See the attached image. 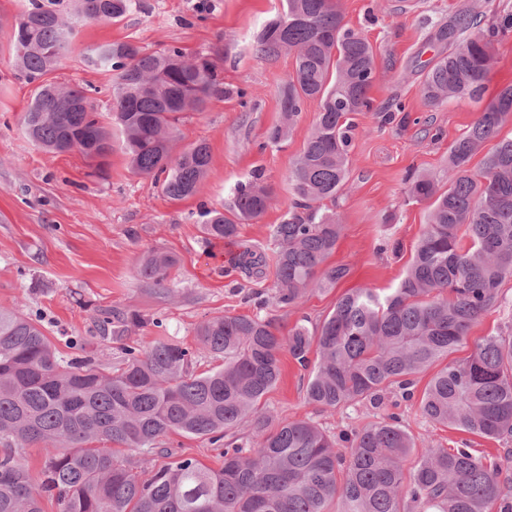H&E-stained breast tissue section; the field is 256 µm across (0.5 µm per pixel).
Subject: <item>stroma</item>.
Returning <instances> with one entry per match:
<instances>
[{
	"mask_svg": "<svg viewBox=\"0 0 512 512\" xmlns=\"http://www.w3.org/2000/svg\"><path fill=\"white\" fill-rule=\"evenodd\" d=\"M410 2L400 12L398 0H341L346 21L369 39L380 69L387 72L370 91L374 111L357 118L353 165L336 204L343 229L329 262L346 265L349 273L303 304L278 309L258 305L273 292V266L258 279L228 270L223 247H210L204 237L202 214L229 207L235 186L256 171L280 197L289 195L291 163L319 106L308 101L287 142L266 145L294 58L264 57L255 45L265 24L282 14L283 0H143V9L121 22L83 26L55 73L62 84L91 89L95 108L105 114L112 107V81L82 63L86 48L130 41L149 52L178 46L217 55L224 97L212 99L204 111L188 113L179 126L182 144L203 140L211 150L206 177L185 200L169 199L159 182L132 174L121 150H113L101 178L80 155L46 152L26 136L22 116L32 88L15 76L8 46L22 4L0 0V307L40 321L62 353H91L114 365L121 351L94 322L99 307L144 316V326L128 345L146 349L164 338L192 348L195 327L212 316L260 311L285 333L304 317L318 326L352 289L396 287L429 213L427 203L408 199L403 178L410 170L441 174L450 144L481 109L457 100L435 109L425 106L421 68L443 49L434 36L463 11L485 24L496 12L512 11V0ZM395 100L405 104L408 121L381 125L379 109ZM154 249L177 260L172 297L157 294L136 272L140 256ZM502 290L508 307L483 316L451 359L466 358L477 341L512 324V279ZM282 362V381L265 398L276 417L309 419L336 434L395 413L418 446L454 448L463 438L462 432L425 418L418 400H403L393 390L377 407L359 402L336 412L317 408L304 400L306 371L291 357Z\"/></svg>",
	"mask_w": 512,
	"mask_h": 512,
	"instance_id": "1",
	"label": "stroma"
}]
</instances>
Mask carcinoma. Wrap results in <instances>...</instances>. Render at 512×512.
Listing matches in <instances>:
<instances>
[{"label": "carcinoma", "instance_id": "cac0c4a2", "mask_svg": "<svg viewBox=\"0 0 512 512\" xmlns=\"http://www.w3.org/2000/svg\"><path fill=\"white\" fill-rule=\"evenodd\" d=\"M143 0H25L12 26L16 75L34 86L23 128L38 147L78 152L104 171L112 127L135 175H165L173 200L196 194L211 154L204 142L176 150L177 124L224 95L208 54L179 47L147 53L133 42L86 50V66L112 75V112L105 121L86 90L52 78L79 26L120 22ZM512 33V12L486 28L469 12L455 16L436 40L448 54L427 71L424 104L479 101L495 57L492 42ZM263 55H293L281 94V119L267 132L288 140L309 100L316 123L289 175L286 218L274 225L275 281L271 304H301L332 288L348 270L329 266L342 224L336 200L347 182L357 124L372 108L369 91L386 76L372 44L345 22L336 0H286V9L257 39ZM512 122V86L503 88L452 144L445 178L409 179L408 196L428 201L425 230L404 278L380 295L357 288L336 302L315 332L308 318L282 335L271 317L218 315L195 328L198 347L160 340L139 351L123 341L144 324L134 310H95V321L121 344L112 366L93 357L65 358L30 317L0 308V512H512V326L484 337L470 355L441 366L419 402L430 421L506 445L489 462L475 448L430 447L395 416L330 436L309 419H282L263 400L282 378L283 353L309 371L305 400L335 412L359 401L378 405L388 390L409 398L419 375L448 357L471 327L506 303L512 278V137L500 140L482 168L469 163ZM276 202L261 178L240 182L233 205L205 214L203 230L233 242L240 228ZM176 264L159 250L145 253L138 275L166 297ZM265 254L242 246L233 267L263 274ZM221 363L197 372L200 356ZM246 430L252 448L224 449L209 468L164 447L180 433L219 442ZM44 450L37 471L28 447ZM168 462L157 465L156 459Z\"/></svg>", "mask_w": 512, "mask_h": 512}]
</instances>
